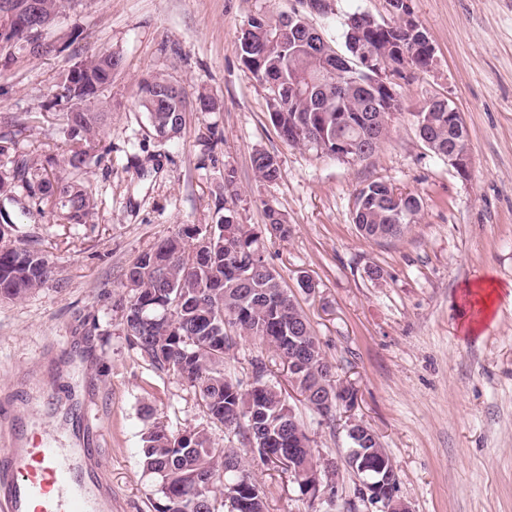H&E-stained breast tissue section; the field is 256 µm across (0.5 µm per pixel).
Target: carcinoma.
<instances>
[{
	"label": "carcinoma",
	"instance_id": "carcinoma-1",
	"mask_svg": "<svg viewBox=\"0 0 512 512\" xmlns=\"http://www.w3.org/2000/svg\"><path fill=\"white\" fill-rule=\"evenodd\" d=\"M64 0H39L36 22H51ZM0 37V53L25 43L24 31L11 24ZM403 42L408 62L416 69L430 63L428 48L407 32L394 35L379 24L366 25L362 37L349 26L345 32L347 55L335 58L332 69L302 43V32L285 15L259 14V21L240 35V59L258 58L254 76L269 85V119L288 144L313 146L336 155L345 141L355 152L370 154L379 145L366 123L368 110L395 107L391 93L363 66L354 70L357 44L376 58H393L395 40ZM120 59L110 52H93L75 63L57 85L54 99L62 107L56 134L64 141L63 172H54L55 158L24 152L19 137L27 129L17 115H0V299H17L45 287L54 279V267L40 249L25 244L17 225L4 216L5 204L22 189L38 204L51 205L61 224H85L96 215L97 203L82 175L91 163H100L108 150L98 151L96 141L111 105L98 99L99 90L112 83V70ZM171 79L159 74L139 87L138 103L151 130L161 141L178 139L185 125L184 92L157 98L156 88ZM425 129L427 147L448 154V109L426 105L414 115ZM251 165L258 177L273 182L281 175L272 155L257 151ZM369 195L356 227H388L381 241L400 237L415 222L418 212L390 217L388 195L393 187L374 180L363 186ZM237 195L236 171H224V197L216 224H182L154 248L141 253L126 269L125 296L114 307L122 313L130 344L159 371L184 381L198 396L211 423L244 434L253 453L264 464L291 467L300 491L319 472L321 488L333 482L335 471L314 454L311 438L296 419L282 391L265 379L266 365L255 366L253 384L244 389L224 367V355L237 339L249 337L273 352L292 376L305 403L320 416L343 404L351 406L354 393L337 384L310 320L284 288L261 246L262 235L284 240L291 225L284 213L265 208L263 229L237 221L226 201ZM354 448H367L374 466L395 467L373 431L356 422L348 435ZM141 464L155 475L157 488L147 497L151 512H267L264 489L251 474V462L232 448H216L206 427L174 433L155 422L142 436Z\"/></svg>",
	"mask_w": 512,
	"mask_h": 512
}]
</instances>
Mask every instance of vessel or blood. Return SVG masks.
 I'll use <instances>...</instances> for the list:
<instances>
[{
    "instance_id": "obj_1",
    "label": "vessel or blood",
    "mask_w": 512,
    "mask_h": 512,
    "mask_svg": "<svg viewBox=\"0 0 512 512\" xmlns=\"http://www.w3.org/2000/svg\"><path fill=\"white\" fill-rule=\"evenodd\" d=\"M101 456L65 429L36 446L18 432L13 445L0 448V505L6 512H104Z\"/></svg>"
}]
</instances>
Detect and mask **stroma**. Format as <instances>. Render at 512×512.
I'll list each match as a JSON object with an SVG mask.
<instances>
[{
	"label": "stroma",
	"instance_id": "obj_1",
	"mask_svg": "<svg viewBox=\"0 0 512 512\" xmlns=\"http://www.w3.org/2000/svg\"><path fill=\"white\" fill-rule=\"evenodd\" d=\"M312 25L345 53L344 24L363 13L394 20L388 0H328ZM298 0H65L44 39L53 50L0 56V114L19 113L25 151L61 157L51 125L53 89L93 50L121 59L111 86L112 118L100 134L111 149L84 179L98 203L85 224H55L26 192L7 210L28 244L45 251L55 279L38 292L0 301V448L14 441L17 414L28 436L89 411L105 448L111 512H146L155 479L138 463L153 421L171 429L207 426L216 447L241 455L242 436L208 424L192 390L133 349L114 306L126 268L180 224H214L224 171H237V219L265 222L273 205L288 239L264 241L270 264L294 290L351 410L324 420L290 392L272 352L239 340L227 361L242 386L262 360L314 453L339 472L335 495H302L288 474L255 473L268 512H378L344 459L348 419L366 423L392 459L397 495L412 512H512V0H411L435 47L432 69L401 89L404 109L370 156L347 162L285 143L268 117L270 92L240 60L239 32L254 14L291 13ZM163 73L189 99L215 97L191 112L181 138L163 144L138 105V85ZM450 98L468 130L470 174L422 142L413 111ZM222 143L210 146L211 133ZM275 155L281 177L258 180L254 152ZM384 180L419 197L416 223L400 238H363L353 222L357 189ZM379 269L371 277L370 269ZM499 286L493 319L467 335L460 310L468 285Z\"/></svg>",
	"mask_w": 512,
	"mask_h": 512
}]
</instances>
